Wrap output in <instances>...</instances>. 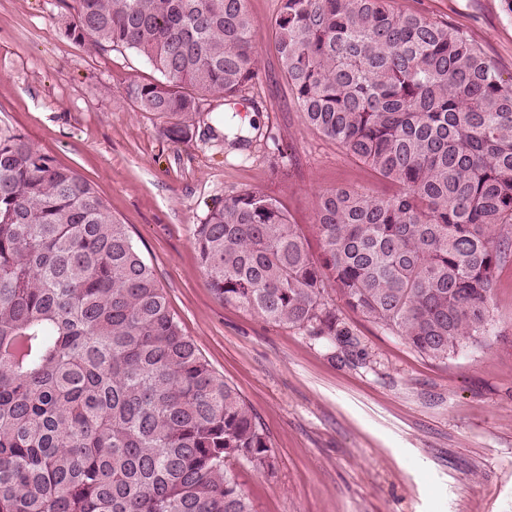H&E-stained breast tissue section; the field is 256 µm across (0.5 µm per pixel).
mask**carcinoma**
I'll return each mask as SVG.
<instances>
[{
    "instance_id": "1",
    "label": "carcinoma",
    "mask_w": 512,
    "mask_h": 512,
    "mask_svg": "<svg viewBox=\"0 0 512 512\" xmlns=\"http://www.w3.org/2000/svg\"><path fill=\"white\" fill-rule=\"evenodd\" d=\"M77 42L139 54L128 99L193 138L203 101L260 77L248 0H67ZM305 124L397 185L318 195L320 253L274 196L235 191L193 230L216 295L354 347L331 297L444 361L491 345L512 266V77L390 0H281ZM274 468L257 413L183 333L127 226L81 175L0 128V512H255L232 465Z\"/></svg>"
}]
</instances>
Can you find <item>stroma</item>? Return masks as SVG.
Segmentation results:
<instances>
[{
	"label": "stroma",
	"mask_w": 512,
	"mask_h": 512,
	"mask_svg": "<svg viewBox=\"0 0 512 512\" xmlns=\"http://www.w3.org/2000/svg\"><path fill=\"white\" fill-rule=\"evenodd\" d=\"M280 0H249L260 79L244 99L211 98L192 140L126 96L155 79L136 52L65 34L59 0H0V127L23 133L87 179L154 267L184 333L258 414L273 473L234 474L255 512H512V268L492 295L490 349L434 362L394 333L342 309L356 350L264 322L224 303L192 242L195 224L231 192L276 197L318 249L320 192H392L367 166L307 127L275 56ZM459 28L512 76L507 0H391ZM230 113L245 140L224 138Z\"/></svg>",
	"instance_id": "1"
}]
</instances>
